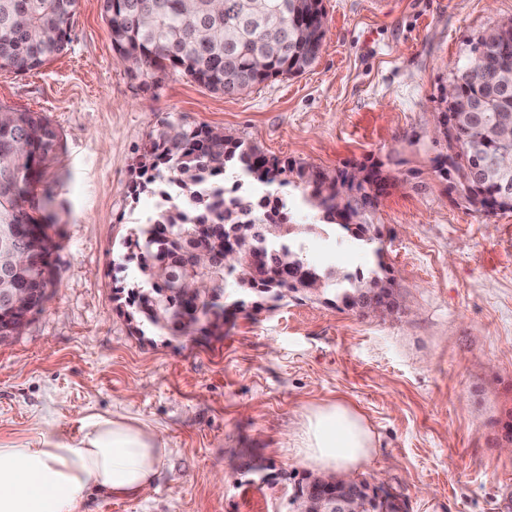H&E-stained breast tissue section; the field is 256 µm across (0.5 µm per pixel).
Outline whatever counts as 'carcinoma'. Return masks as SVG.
I'll return each instance as SVG.
<instances>
[{"mask_svg": "<svg viewBox=\"0 0 512 512\" xmlns=\"http://www.w3.org/2000/svg\"><path fill=\"white\" fill-rule=\"evenodd\" d=\"M76 0H0V70L26 73L61 55L70 44ZM112 50L136 78L173 69L225 95L242 94L278 76L298 75L318 58L325 36L322 0H103ZM496 46L481 58L477 44ZM512 32L486 26L467 39L452 95L441 94L437 117L443 136L458 150L446 157L441 176L460 184L463 200L480 213L512 211V186L494 170L499 155H512ZM62 149L61 137L42 112L0 105V289L32 297L55 286L53 255L60 242L45 229L55 226L54 197L37 195L48 166ZM381 163L328 173L307 163L270 159L257 147L207 125H191L167 114L160 119L148 150L140 157L137 195L154 186L162 202L155 213L129 229L124 258L136 262L140 277L125 297L133 333L145 330L172 336L224 337V327L245 311L246 299L279 302L283 291L320 283L316 298L341 302L368 314L375 304L396 308L392 279L374 273L340 276L308 263L282 243L296 230L287 204L279 197L255 199L242 191L254 180L279 187L296 183L305 201L323 220L367 245L379 239L370 217L384 180ZM256 224H275L281 235L267 239L252 232ZM224 254H238L230 269L204 272L194 261L193 237ZM208 278L211 294L186 299L170 291L176 281ZM237 294H226L227 279ZM30 323L0 305V330L20 332ZM330 489L324 503L356 489L366 480L307 472L294 487L293 509L301 502L316 506L317 486ZM365 512H399L397 497L386 492L363 494Z\"/></svg>", "mask_w": 512, "mask_h": 512, "instance_id": "1", "label": "carcinoma"}]
</instances>
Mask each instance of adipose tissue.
Here are the masks:
<instances>
[{
    "label": "adipose tissue",
    "mask_w": 512,
    "mask_h": 512,
    "mask_svg": "<svg viewBox=\"0 0 512 512\" xmlns=\"http://www.w3.org/2000/svg\"><path fill=\"white\" fill-rule=\"evenodd\" d=\"M168 454L160 432L122 414L88 417L76 440L43 424L32 440L0 443V512H78L94 495L144 497ZM297 454L314 473L346 476L371 462L374 440L357 412L334 402L308 411Z\"/></svg>",
    "instance_id": "ef3b65f1"
}]
</instances>
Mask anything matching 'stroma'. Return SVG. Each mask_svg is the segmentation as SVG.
<instances>
[{"instance_id":"1","label":"stroma","mask_w":512,"mask_h":512,"mask_svg":"<svg viewBox=\"0 0 512 512\" xmlns=\"http://www.w3.org/2000/svg\"><path fill=\"white\" fill-rule=\"evenodd\" d=\"M323 5L316 63L242 95L173 71L131 78L101 0H77L66 53L26 74L0 70V104L46 113L64 142L41 181L61 235L57 284L0 344V442L46 421L76 439L84 418L118 413L170 448L147 496L92 497L78 512H292L309 470L294 437L308 410L336 400L374 434L358 478L386 482L407 512H512V212L467 209L436 172L448 73L469 37L512 17V0ZM169 113L330 173L382 161L393 184L372 216L377 248L322 225L292 245L322 269L384 264L400 311L288 299L246 308L219 341L132 334L113 299L138 279L123 239L158 196L130 187Z\"/></svg>"}]
</instances>
